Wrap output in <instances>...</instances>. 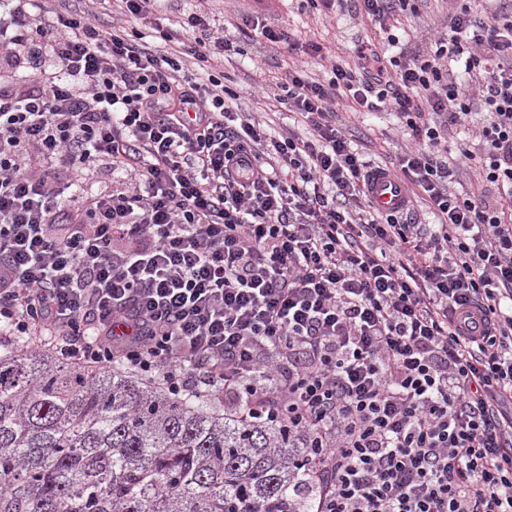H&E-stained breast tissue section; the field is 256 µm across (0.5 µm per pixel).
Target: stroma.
<instances>
[{
	"mask_svg": "<svg viewBox=\"0 0 512 512\" xmlns=\"http://www.w3.org/2000/svg\"><path fill=\"white\" fill-rule=\"evenodd\" d=\"M194 10L215 18L223 26L224 37L243 49L224 62L225 84L234 97L233 110L250 112L276 131L292 130L308 135L310 128L302 116L276 101V81L284 78L287 60H294L303 76L324 79L331 62L353 63L358 41L381 43L383 33L370 18L352 12L316 10L301 6L299 0H159L155 15L177 19L181 11ZM264 13L271 24L283 28L293 40H312L324 48L323 58L289 57L286 46H271L264 38L244 34L243 16ZM451 12L449 0H420L417 14L401 15L413 50L428 49L437 32L446 30ZM337 126L346 138L369 159L371 166H391L405 150L409 138L398 121L387 112H358L347 104L336 108Z\"/></svg>",
	"mask_w": 512,
	"mask_h": 512,
	"instance_id": "1",
	"label": "stroma"
}]
</instances>
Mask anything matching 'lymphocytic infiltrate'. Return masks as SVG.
Wrapping results in <instances>:
<instances>
[{
  "label": "lymphocytic infiltrate",
  "mask_w": 512,
  "mask_h": 512,
  "mask_svg": "<svg viewBox=\"0 0 512 512\" xmlns=\"http://www.w3.org/2000/svg\"><path fill=\"white\" fill-rule=\"evenodd\" d=\"M308 2L371 17L397 54L360 44L323 82L288 70L302 139L182 74V53L234 49L205 15L162 29L157 55L91 12L11 0L0 49L28 75L0 87V335L286 424L307 512H512V11L459 6L423 55L392 32L409 0ZM342 98L400 119L393 173L437 224L372 204ZM476 109L480 150L458 152L484 192L458 195L448 132ZM99 165L134 180L57 177ZM79 175L82 177L80 182H83V187L92 194H108L112 193V189L120 187L117 183L112 182L111 174L101 168L100 170L92 169Z\"/></svg>",
  "instance_id": "obj_1"
}]
</instances>
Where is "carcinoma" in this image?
I'll return each mask as SVG.
<instances>
[{"instance_id": "carcinoma-1", "label": "carcinoma", "mask_w": 512, "mask_h": 512, "mask_svg": "<svg viewBox=\"0 0 512 512\" xmlns=\"http://www.w3.org/2000/svg\"><path fill=\"white\" fill-rule=\"evenodd\" d=\"M300 458L280 425L0 342V512H305Z\"/></svg>"}]
</instances>
